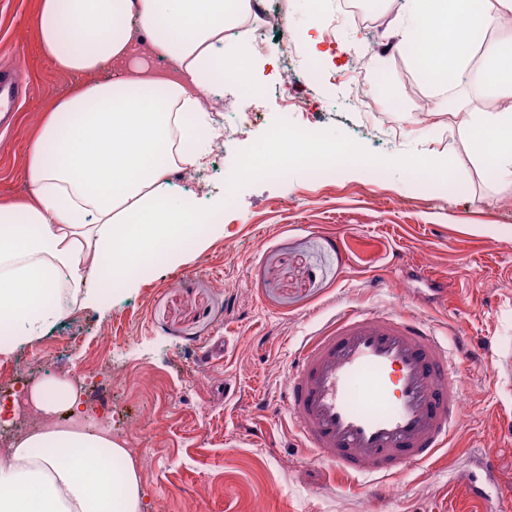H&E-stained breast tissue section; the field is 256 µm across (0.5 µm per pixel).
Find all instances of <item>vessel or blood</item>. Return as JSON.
I'll list each match as a JSON object with an SVG mask.
<instances>
[{
    "label": "vessel or blood",
    "mask_w": 512,
    "mask_h": 512,
    "mask_svg": "<svg viewBox=\"0 0 512 512\" xmlns=\"http://www.w3.org/2000/svg\"><path fill=\"white\" fill-rule=\"evenodd\" d=\"M27 91L0 67V112ZM463 381L420 317L347 308L295 352L281 399L299 445L326 468L381 479L422 468L450 447Z\"/></svg>",
    "instance_id": "1"
}]
</instances>
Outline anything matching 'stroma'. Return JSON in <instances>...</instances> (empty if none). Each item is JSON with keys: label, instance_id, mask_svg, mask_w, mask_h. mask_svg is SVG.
Wrapping results in <instances>:
<instances>
[{"label": "stroma", "instance_id": "1", "mask_svg": "<svg viewBox=\"0 0 512 512\" xmlns=\"http://www.w3.org/2000/svg\"><path fill=\"white\" fill-rule=\"evenodd\" d=\"M38 0H0V65L15 66L28 94L0 125V200L25 194L24 147L40 114L66 95L74 76L43 57L35 34ZM291 43L267 32L250 63L262 84L258 103L212 113L216 128L235 127L239 112L258 108L251 128L226 151H211L175 191L207 207L237 172L235 203L203 230L204 249L185 248L176 264L143 265L135 287L107 293L103 310L77 309L43 336L0 354L23 378L58 370L101 373L81 412L102 392L112 397V439L138 466L141 512H479L456 480L480 476L478 451L500 458L489 496L512 503V366H459L467 376L464 418L454 445L423 470L373 486L349 484L297 446L278 401L294 350L344 306L401 308L430 322L445 342L462 332L489 358L512 352V185L489 172L472 149L469 113L492 112L498 99L470 75V57L448 93H438L415 53L398 49V11L382 5L373 24H347L326 42L314 0H285ZM393 44L371 56L365 73L337 82L335 72L369 36ZM294 67L311 111L285 112L273 86L283 62ZM325 78L309 83L311 62ZM384 86L375 106L391 123L350 108L361 81ZM434 99L420 122L422 98ZM311 126L330 149L381 164L379 181L344 170L318 182L300 166L260 179L247 163L270 149L269 128ZM435 161L454 182L436 196L413 180L410 165ZM432 271L431 280L417 277ZM447 288V302L435 296ZM222 358L205 361L207 346Z\"/></svg>", "mask_w": 512, "mask_h": 512}]
</instances>
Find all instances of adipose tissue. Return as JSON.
I'll use <instances>...</instances> for the list:
<instances>
[{
    "label": "adipose tissue",
    "instance_id": "adipose-tissue-1",
    "mask_svg": "<svg viewBox=\"0 0 512 512\" xmlns=\"http://www.w3.org/2000/svg\"><path fill=\"white\" fill-rule=\"evenodd\" d=\"M248 0H39L37 38L60 72L86 81L44 113L26 148V201H0V353L38 338L71 304L99 308L97 272L124 275L190 236L202 214L169 191L175 171L203 165L214 131L199 90L224 87V60ZM418 62L455 80L483 32L480 81L497 111L473 116L479 147L512 180V0H403ZM91 37L64 50L81 32ZM171 59L159 75L128 63L141 48ZM112 65V76L99 72ZM127 451L94 431H51L0 456V512H141L138 467L113 473Z\"/></svg>",
    "mask_w": 512,
    "mask_h": 512
}]
</instances>
